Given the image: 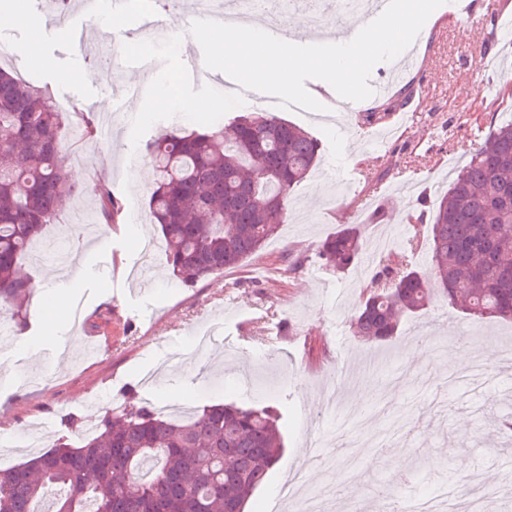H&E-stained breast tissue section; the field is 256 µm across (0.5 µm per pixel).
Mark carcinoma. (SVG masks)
Wrapping results in <instances>:
<instances>
[{
  "instance_id": "carcinoma-1",
  "label": "carcinoma",
  "mask_w": 512,
  "mask_h": 512,
  "mask_svg": "<svg viewBox=\"0 0 512 512\" xmlns=\"http://www.w3.org/2000/svg\"><path fill=\"white\" fill-rule=\"evenodd\" d=\"M0 312H21L33 283L19 274L43 227L74 195L63 171L64 125L49 91L0 67ZM321 145L271 112L230 126L170 131L148 146L157 175L148 207L174 275L194 285L239 265L276 235L288 194L316 165ZM96 218L115 224L121 204L98 185ZM430 270L404 254L380 258L351 320L356 336L386 341L399 315L440 298L470 315L512 321V119L492 127L440 195L432 216ZM357 225L318 248L323 267L343 272L361 256ZM268 408L217 404L186 420L146 406L105 415L78 445L56 444L0 469V512H39L54 486L52 512H243L281 456ZM154 461L153 475L141 473Z\"/></svg>"
}]
</instances>
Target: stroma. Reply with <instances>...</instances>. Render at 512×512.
Segmentation results:
<instances>
[{
    "label": "stroma",
    "mask_w": 512,
    "mask_h": 512,
    "mask_svg": "<svg viewBox=\"0 0 512 512\" xmlns=\"http://www.w3.org/2000/svg\"><path fill=\"white\" fill-rule=\"evenodd\" d=\"M193 0H119L113 12L124 15L122 28L103 31L100 19L85 17L80 0H43L45 13L66 10L68 21L88 29V38L110 47L109 70L101 72L96 55L81 44H68L65 29H45L42 60L15 68L14 56H26L24 29H7L0 66L16 70L50 94L65 91L66 128L75 113L91 110L114 117L110 130L92 140L66 136L65 156H83L85 179L61 216L44 228L41 258L26 257L24 271L35 292L31 310L5 319L10 338L0 344V467L25 462L30 451L18 447L36 425L53 420L51 438L78 444L93 433L105 413L104 394L115 405L133 401L156 409L188 401L193 409L233 403L273 407L279 416L284 451L268 481L248 499L244 512H271L278 491L296 471H305L308 491L321 475L304 454L322 445L337 466L331 477L361 502H371L378 483L398 479V496L439 498L469 492L468 478L479 472L488 488H512V474L500 471L497 457L512 441L500 430L498 416L512 402V367L492 363L490 379L469 395L432 406L443 392L447 358L426 352L412 356L420 335L442 337L463 331L480 345L498 347L512 339V322L477 318L435 300L417 314L403 316L400 334L378 345L354 336L350 320L366 297L373 267L361 258L348 270L322 271L316 258L320 243L359 215L367 232L396 233L395 250L406 248L412 221L400 220L407 205L431 215L440 191L469 159L479 129L512 118V94L500 93L499 78L512 71V42L492 33L487 21L459 29L443 16L415 46V64L391 79L389 63L372 75L389 78L386 97L371 98L365 109L332 113L330 120L289 111L285 120L318 139L322 178L308 177L288 195V220L278 234L238 266L193 286L172 275L158 258L143 282H130L107 263L120 252L128 264L140 258L143 242L163 248L151 224L148 198L152 185H141L139 170L148 164L150 142L177 128L191 132L219 129L252 102L232 109L172 115L161 111L150 91L174 90L186 97H209L194 79L204 68L199 44H157L151 63L133 73L127 56L140 54L133 40L147 14L163 18L165 27L191 23ZM137 81L140 91L114 99L111 85ZM410 92L404 112L411 123L391 137L382 124L367 121L385 99ZM109 184L122 204L118 227L95 222L97 183ZM301 261L289 272L286 259ZM65 289L81 315L62 324L41 321L33 308ZM121 320L113 322L110 312ZM110 328L112 346L89 356L91 333ZM404 421L402 445L375 455L376 442L392 420ZM406 461L404 474L393 467Z\"/></svg>",
    "instance_id": "obj_1"
}]
</instances>
